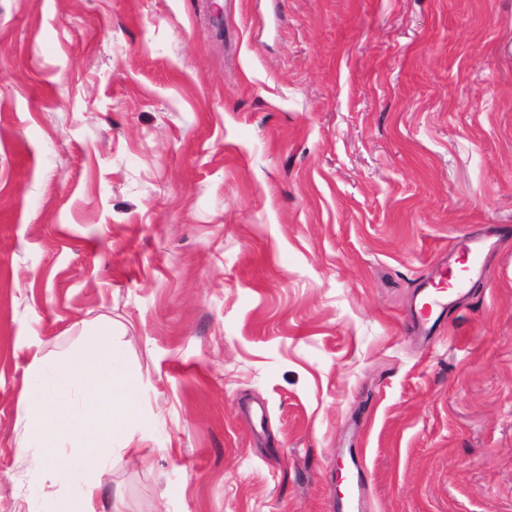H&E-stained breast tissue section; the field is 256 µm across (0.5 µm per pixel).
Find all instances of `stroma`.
Masks as SVG:
<instances>
[{
  "instance_id": "stroma-1",
  "label": "stroma",
  "mask_w": 512,
  "mask_h": 512,
  "mask_svg": "<svg viewBox=\"0 0 512 512\" xmlns=\"http://www.w3.org/2000/svg\"><path fill=\"white\" fill-rule=\"evenodd\" d=\"M505 224L512 0H0V512L51 508L31 361L107 324L102 506L337 512L358 465L366 512H512ZM463 249L466 262L454 281H450L453 272L448 271V261L453 254L444 258L436 268L433 277L419 287V308L411 315L409 323L425 336L434 334L441 321L448 314V309L455 303L454 297L462 294L461 290L474 279L480 280L484 274L483 243L476 237L466 239Z\"/></svg>"
}]
</instances>
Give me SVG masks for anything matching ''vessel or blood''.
I'll list each match as a JSON object with an SVG mask.
<instances>
[{
	"label": "vessel or blood",
	"instance_id": "obj_1",
	"mask_svg": "<svg viewBox=\"0 0 512 512\" xmlns=\"http://www.w3.org/2000/svg\"><path fill=\"white\" fill-rule=\"evenodd\" d=\"M463 249L466 262L459 273H451L447 264H440L433 277L419 288V308L409 322L419 333L434 334L448 310L455 303L463 288L484 274L483 243L475 236L466 239ZM365 499L364 481L361 474H353L341 497L343 512H361Z\"/></svg>",
	"mask_w": 512,
	"mask_h": 512
}]
</instances>
